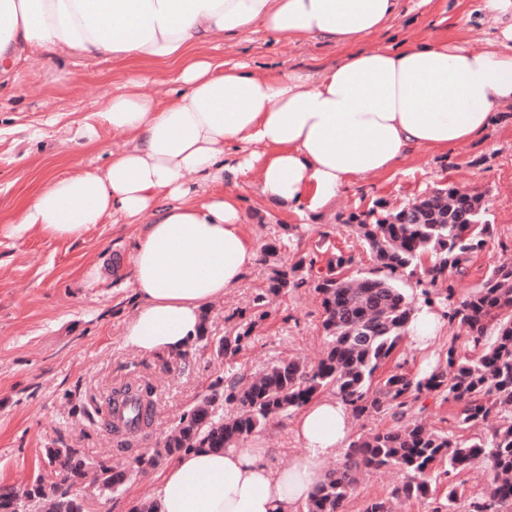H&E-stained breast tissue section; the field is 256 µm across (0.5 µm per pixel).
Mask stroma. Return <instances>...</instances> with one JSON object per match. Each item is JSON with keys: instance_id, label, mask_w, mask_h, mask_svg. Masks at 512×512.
Returning <instances> with one entry per match:
<instances>
[{"instance_id": "stroma-1", "label": "stroma", "mask_w": 512, "mask_h": 512, "mask_svg": "<svg viewBox=\"0 0 512 512\" xmlns=\"http://www.w3.org/2000/svg\"><path fill=\"white\" fill-rule=\"evenodd\" d=\"M401 11L389 26L366 38L365 48L398 47L407 42L443 39L483 49L494 38L498 20L484 0H400ZM214 56L247 63L251 72L301 70L318 73L335 66L345 48L323 41L276 42L264 32L250 40L219 38ZM122 67L103 62L89 67L38 57L23 64L17 82L0 84V482L25 486L45 462L49 448H79L93 462L125 460L116 438L103 426L106 395L135 378L155 387L154 447L179 417L220 377L250 376L276 361L294 358L313 365L323 356L321 298L313 285L278 295L266 294L269 318L240 354L216 357L212 349L192 346L186 361L144 355L127 347L124 331L135 313L128 258L138 227L96 224L76 240L55 239L33 228L11 234L16 208L54 174L102 168L125 149V136L98 123V140L88 150L75 136L80 120L122 81ZM42 137H33L35 129ZM258 171L241 178L234 191L248 217L247 231L256 247L274 242L278 253L256 263L240 287L227 290L209 306L208 336L218 341L236 329V310L266 293L272 267L293 263L310 252L327 259L340 252L353 259L352 275L373 265L369 248L342 218L382 202L395 212L445 184L481 194L493 226L464 274L454 276L457 299L468 296L491 270L512 257V108L479 138L458 143L445 153L419 149L393 170L365 176L337 193L319 211L284 212L257 192ZM110 266L107 277L94 278L97 263ZM458 326L440 318L435 342L424 349L404 341L388 369L415 377L445 361ZM159 469L136 475L119 492L90 493L87 512H134L136 501L155 486ZM408 478L399 468L363 475L344 512H364L376 498L389 497Z\"/></svg>"}]
</instances>
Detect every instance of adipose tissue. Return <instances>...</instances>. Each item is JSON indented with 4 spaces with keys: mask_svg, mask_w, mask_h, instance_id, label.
<instances>
[{
    "mask_svg": "<svg viewBox=\"0 0 512 512\" xmlns=\"http://www.w3.org/2000/svg\"><path fill=\"white\" fill-rule=\"evenodd\" d=\"M399 0H0V76L26 54L112 61L133 75L115 87L97 123L128 144L104 169L44 181L11 222L78 239L119 218L139 227L130 255L138 301L127 346L146 354L187 352L208 303L239 287L257 258L238 196L226 178L259 168V194L286 211L321 208L353 180L394 169L410 152L443 153L480 137L512 105V0H485L501 22L482 50L434 40L395 49L361 43L399 14ZM323 40L351 52L312 75L263 76L210 55L214 36ZM176 67L163 103L142 93L147 69ZM241 151L235 163L227 148ZM298 450L289 467L250 442L174 456L149 497L152 512H306L327 461L346 451L352 411L339 397L309 401L290 423Z\"/></svg>",
    "mask_w": 512,
    "mask_h": 512,
    "instance_id": "1",
    "label": "adipose tissue"
}]
</instances>
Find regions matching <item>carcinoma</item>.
Wrapping results in <instances>:
<instances>
[{"mask_svg":"<svg viewBox=\"0 0 512 512\" xmlns=\"http://www.w3.org/2000/svg\"><path fill=\"white\" fill-rule=\"evenodd\" d=\"M481 197L452 187L438 188L396 213L381 202L343 220L355 228L374 258V267L349 279L343 273L352 258L331 254L323 269L318 255L306 253L289 267L275 268L267 291L301 288L313 280L323 309L327 339L323 358L309 368L282 359L245 385L233 378L210 384L199 402L185 411L162 446L143 452L124 465L97 464L98 488L110 493L136 471L154 468L191 448H229L259 432L271 421L303 406L316 394L331 390L353 412L388 414L394 425L358 437L344 453L342 467L328 474L307 504V512H343L361 473L397 467L409 479L391 492L393 498L424 500L431 480L446 482L448 512H455V478L484 465L495 479L470 503L469 512H512V260L495 267L465 299L454 301L448 272H464L472 254L483 244L490 224ZM430 260L423 267L424 260ZM424 269L423 304L440 303L448 322L465 331L466 342L480 349L475 357L458 351L457 337L448 341L446 362L410 378L389 371L376 374L407 335L414 307L401 283ZM265 294L253 299L257 315L215 345L216 354L240 353L268 316ZM423 393H436L459 406L457 427L463 430L494 422L489 432L472 440L425 428L409 418L411 403ZM151 387L126 383L112 391L121 398L112 411L131 407L135 422L148 426ZM237 409L224 417V406ZM50 472H37L25 488L0 485V512H85L77 485L87 460L78 448H48Z\"/></svg>","mask_w":512,"mask_h":512,"instance_id":"obj_1","label":"carcinoma"}]
</instances>
